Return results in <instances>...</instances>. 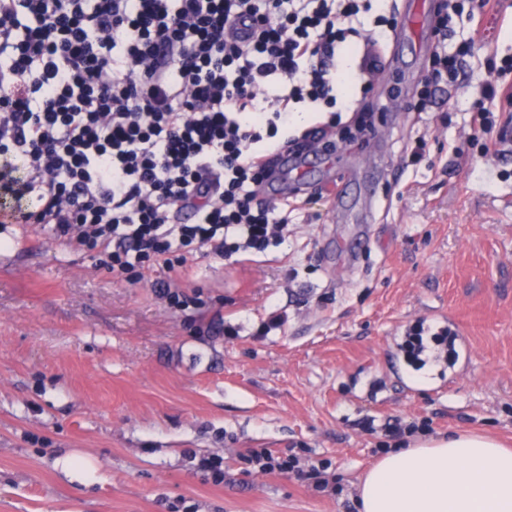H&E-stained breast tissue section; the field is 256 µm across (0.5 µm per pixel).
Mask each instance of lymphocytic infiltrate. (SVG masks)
Listing matches in <instances>:
<instances>
[{
  "instance_id": "f902f5d3",
  "label": "lymphocytic infiltrate",
  "mask_w": 512,
  "mask_h": 512,
  "mask_svg": "<svg viewBox=\"0 0 512 512\" xmlns=\"http://www.w3.org/2000/svg\"><path fill=\"white\" fill-rule=\"evenodd\" d=\"M496 4L446 0L414 110L465 71L456 17ZM397 29L393 0H0V199L118 279L265 252L288 235V201L259 198L274 156L332 145L329 123L288 136L294 112L336 108L351 41L382 72ZM475 84L490 147L512 84Z\"/></svg>"
}]
</instances>
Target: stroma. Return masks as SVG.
I'll use <instances>...</instances> for the list:
<instances>
[{
  "instance_id": "35a3bbf8",
  "label": "stroma",
  "mask_w": 512,
  "mask_h": 512,
  "mask_svg": "<svg viewBox=\"0 0 512 512\" xmlns=\"http://www.w3.org/2000/svg\"><path fill=\"white\" fill-rule=\"evenodd\" d=\"M470 66L512 55V7ZM351 111L382 103L375 136L339 148L276 249L196 256L189 273L118 281L33 224L0 235V512H359L357 483L389 421L432 438L476 431L512 448V153L480 156L465 125L477 89L428 112L417 39ZM426 137L423 160L407 146ZM347 184L343 205L323 189ZM183 293L172 308L161 286ZM453 318L468 352L427 343V385L406 330ZM329 464L336 493L292 473H243L249 450ZM88 459L90 476L62 462ZM224 460L227 482L206 464Z\"/></svg>"
}]
</instances>
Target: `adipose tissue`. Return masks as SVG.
<instances>
[{"label":"adipose tissue","mask_w":512,"mask_h":512,"mask_svg":"<svg viewBox=\"0 0 512 512\" xmlns=\"http://www.w3.org/2000/svg\"><path fill=\"white\" fill-rule=\"evenodd\" d=\"M360 512H512V449L468 432L386 453L358 484Z\"/></svg>","instance_id":"1"}]
</instances>
